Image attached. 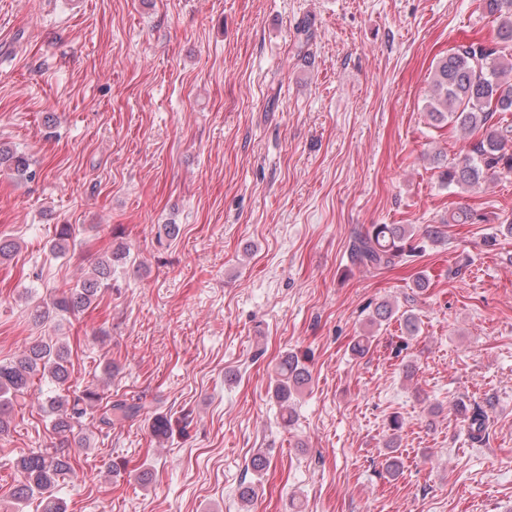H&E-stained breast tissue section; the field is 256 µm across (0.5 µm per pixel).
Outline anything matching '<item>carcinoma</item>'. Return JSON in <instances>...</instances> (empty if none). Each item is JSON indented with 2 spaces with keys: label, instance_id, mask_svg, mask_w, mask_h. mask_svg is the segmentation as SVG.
Returning a JSON list of instances; mask_svg holds the SVG:
<instances>
[{
  "label": "carcinoma",
  "instance_id": "cac0c4a2",
  "mask_svg": "<svg viewBox=\"0 0 512 512\" xmlns=\"http://www.w3.org/2000/svg\"><path fill=\"white\" fill-rule=\"evenodd\" d=\"M485 2L489 12L500 19L498 41L470 42L454 47L433 69L426 105L430 125L435 128L449 125L468 140L463 149L442 163L439 180L445 188L477 189L503 172H512V126L491 125L496 115L512 112V0ZM0 166L18 177L32 176L29 158L23 152L0 149ZM483 221V215L459 209L421 234L406 224H372L354 236L349 247L350 259L369 270L390 269L445 242L448 225ZM72 239V226L61 225L57 242L51 246L52 253L65 252ZM125 259L126 253L117 251L100 258L87 276L53 299V309L75 313L90 307L103 289L112 287L116 266ZM275 372V394L283 402L309 384L308 370L294 354L283 357ZM36 378L47 379L55 385L46 403L53 415L52 429L61 437V446L33 450L16 460L19 481L13 490V505L18 507L37 499L41 512H66L64 503L53 493L59 479L72 472L69 452L63 443L100 396L92 384L78 392L66 389L70 378L69 351L60 345L38 342L15 359L0 361V435L9 431L14 407L26 398ZM143 410L142 405L117 400L100 414L99 423L109 426L114 414L129 417ZM485 424L486 411L478 405L470 416L473 440H482Z\"/></svg>",
  "mask_w": 512,
  "mask_h": 512
}]
</instances>
